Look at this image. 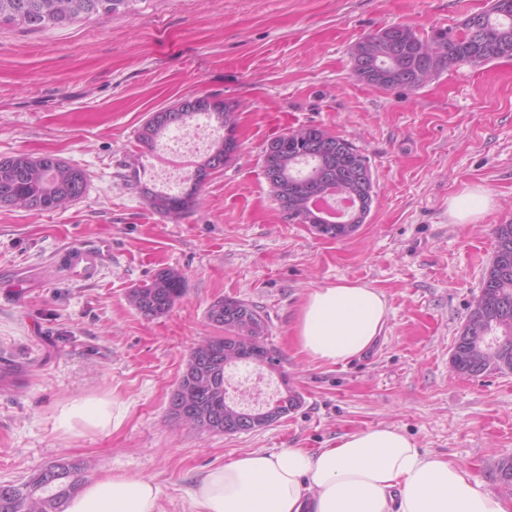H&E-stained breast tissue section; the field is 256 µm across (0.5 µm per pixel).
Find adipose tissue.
I'll list each match as a JSON object with an SVG mask.
<instances>
[{"label":"adipose tissue","mask_w":512,"mask_h":512,"mask_svg":"<svg viewBox=\"0 0 512 512\" xmlns=\"http://www.w3.org/2000/svg\"><path fill=\"white\" fill-rule=\"evenodd\" d=\"M388 315L384 294L360 283L314 290L297 326L300 354L343 363L372 346ZM61 429H106L110 402L64 407ZM194 512H507L504 500L448 460L421 453L397 428L346 434L331 447L252 452L209 469L189 490ZM64 512H161V489L143 477L107 474L85 483Z\"/></svg>","instance_id":"ef3b65f1"}]
</instances>
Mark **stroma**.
<instances>
[{"label": "stroma", "instance_id": "35a3bbf8", "mask_svg": "<svg viewBox=\"0 0 512 512\" xmlns=\"http://www.w3.org/2000/svg\"><path fill=\"white\" fill-rule=\"evenodd\" d=\"M488 0H139L135 14L67 27L0 25V158L52 152L83 168L85 196L36 213L0 208V358L19 368L0 384V482L63 456L106 473L154 479L163 512H193L187 488L208 469L257 451H315L342 435L395 427L419 451L450 460L484 490L512 493L498 466L512 459V373L467 377L451 366L466 316L512 223V59L454 65L419 87L361 81L352 52L384 26L420 35L454 28ZM232 102L240 149L213 173L190 213L169 219L143 195L151 153L137 139L150 113L183 98ZM319 127L367 157L375 201L351 236L330 240L292 224L274 201L264 149L278 135ZM492 198L471 224L449 200L473 186ZM107 237L112 261L70 277L63 237ZM163 269L185 293L147 320L129 292ZM362 282L386 297L382 334L340 364L299 354L296 323L315 289ZM261 306L268 342L301 403L267 428L233 435L168 415L190 349L216 335L219 298ZM101 398L105 430L58 426L63 407Z\"/></svg>", "mask_w": 512, "mask_h": 512}]
</instances>
